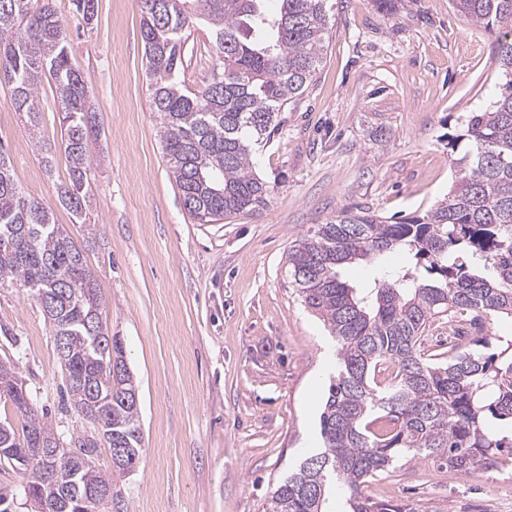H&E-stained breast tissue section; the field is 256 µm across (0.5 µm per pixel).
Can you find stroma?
<instances>
[{"label":"stroma","mask_w":512,"mask_h":512,"mask_svg":"<svg viewBox=\"0 0 512 512\" xmlns=\"http://www.w3.org/2000/svg\"><path fill=\"white\" fill-rule=\"evenodd\" d=\"M323 62L254 156L266 208L196 223L169 172L151 104L136 0H97L93 21L62 20L96 130L90 227L56 205L65 163L46 175L26 121L0 83V144L29 197L54 206L102 292L101 317L136 379L143 431L136 468L112 476L97 512H264L274 486L319 442L337 363L322 321L288 272L294 241L347 208L401 220L448 193V137L499 94L497 34L451 0H331ZM186 86L214 59L204 24L186 32ZM385 137L374 134L376 127ZM0 359L17 363L34 405L67 446L92 427L67 410L52 329L19 285L0 287ZM420 512H512V465L468 475L433 458L400 460L369 483Z\"/></svg>","instance_id":"1"}]
</instances>
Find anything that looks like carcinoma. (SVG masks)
I'll return each instance as SVG.
<instances>
[{"label": "carcinoma", "mask_w": 512, "mask_h": 512, "mask_svg": "<svg viewBox=\"0 0 512 512\" xmlns=\"http://www.w3.org/2000/svg\"><path fill=\"white\" fill-rule=\"evenodd\" d=\"M139 0L140 32L152 107L162 149L185 208L199 224L249 216L267 205L270 186L253 170V146L267 140L275 116L312 85L323 60L328 0ZM473 25L500 30L495 63L500 93L464 128L448 135L457 153L448 197L423 215L394 224L364 209H345L288 251V271L305 307L336 341L338 373L319 416L321 451L274 488L265 512H328L333 490L347 512H419L409 503L376 500L367 484L400 458L445 460L448 471L470 474L512 460V340L487 354L460 340L448 360L417 350L430 319L468 311L479 322L512 319V0H452ZM64 0H0V71L11 84L12 107L25 114L46 171L63 151L68 180L57 186L59 205L73 223L89 220L86 151L92 113L87 86L71 64L62 23ZM210 32L215 63L210 83L192 92L181 80L183 35L193 21ZM52 80L59 98L61 146L37 139L43 107L39 90ZM398 251L406 262L363 292L341 281L344 264ZM467 253L492 269L489 277L458 262ZM14 282L34 300L66 289L49 321L53 336L69 339L65 373L89 388L65 386L71 407L94 427L86 447L120 448L124 468L141 451L138 387L121 344L99 312L101 291L84 251L52 208L26 197L0 143V287ZM393 368L377 382L376 369ZM0 398L18 423L0 421V446L16 453L63 445L40 417L16 364L0 360ZM22 471L25 494L37 512H63L51 473L38 460ZM61 480L84 493L112 484L96 466L60 457Z\"/></svg>", "instance_id": "obj_1"}]
</instances>
